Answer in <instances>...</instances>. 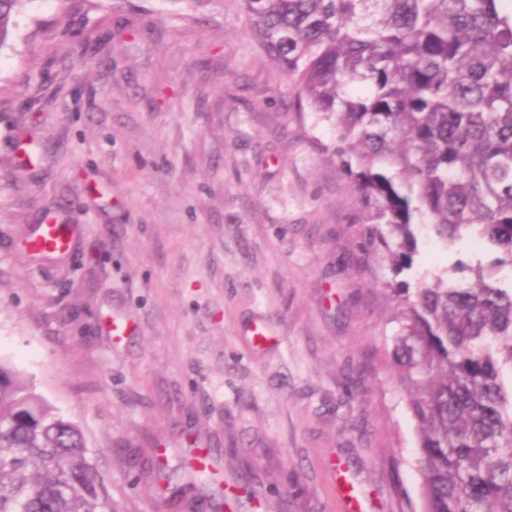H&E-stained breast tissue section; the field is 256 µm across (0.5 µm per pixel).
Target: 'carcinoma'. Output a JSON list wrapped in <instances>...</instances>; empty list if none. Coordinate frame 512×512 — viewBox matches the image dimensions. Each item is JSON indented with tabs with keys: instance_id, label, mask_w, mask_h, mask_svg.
Returning a JSON list of instances; mask_svg holds the SVG:
<instances>
[{
	"instance_id": "carcinoma-1",
	"label": "carcinoma",
	"mask_w": 512,
	"mask_h": 512,
	"mask_svg": "<svg viewBox=\"0 0 512 512\" xmlns=\"http://www.w3.org/2000/svg\"><path fill=\"white\" fill-rule=\"evenodd\" d=\"M307 111L336 127L362 236L394 276L421 228L501 255L390 280L421 512H512V12L503 0H240ZM28 0H0V47ZM180 471L186 486L210 468ZM0 512H116L82 429L0 362Z\"/></svg>"
}]
</instances>
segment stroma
Returning a JSON list of instances; mask_svg holds the SVG:
<instances>
[{"label": "stroma", "instance_id": "35a3bbf8", "mask_svg": "<svg viewBox=\"0 0 512 512\" xmlns=\"http://www.w3.org/2000/svg\"><path fill=\"white\" fill-rule=\"evenodd\" d=\"M336 129L239 0H29L0 48V360L85 433L118 512L419 507L399 324ZM71 250L28 242L44 214ZM415 275L489 260L421 233ZM131 323L114 339L112 318ZM265 325L271 343L254 346ZM208 455L216 485L166 490Z\"/></svg>", "mask_w": 512, "mask_h": 512}]
</instances>
